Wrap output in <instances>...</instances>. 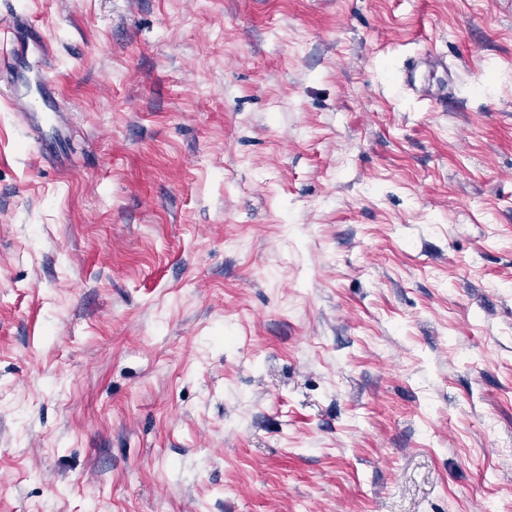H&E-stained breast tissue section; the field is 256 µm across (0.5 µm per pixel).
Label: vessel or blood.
Wrapping results in <instances>:
<instances>
[{"instance_id": "obj_1", "label": "vessel or blood", "mask_w": 512, "mask_h": 512, "mask_svg": "<svg viewBox=\"0 0 512 512\" xmlns=\"http://www.w3.org/2000/svg\"><path fill=\"white\" fill-rule=\"evenodd\" d=\"M51 53L50 46L44 37L32 30H20L16 24L8 23L0 25V73L11 76L12 83L9 87V105L20 124L26 128L41 130L45 121L59 123L61 118L60 106L52 101L50 83L46 79L44 62ZM33 56L37 66L34 77L17 70L19 57ZM443 58L429 54L419 55L408 61L401 73V84L412 96L420 100L430 102L437 101L436 91L420 85L417 82V71L423 66L443 65ZM35 88L45 102L48 117L38 116L30 106L24 94L25 89Z\"/></svg>"}]
</instances>
